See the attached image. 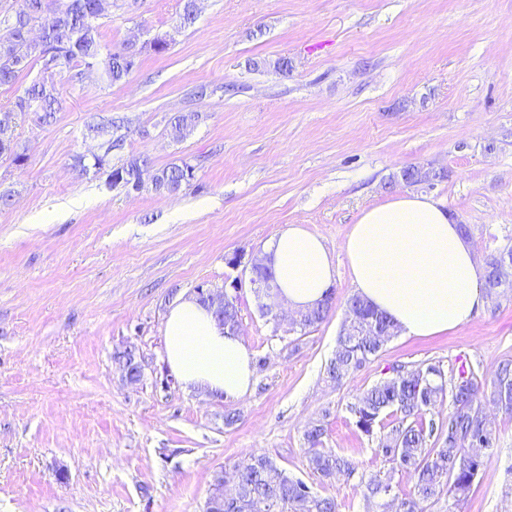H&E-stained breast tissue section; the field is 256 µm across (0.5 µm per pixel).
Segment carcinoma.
Listing matches in <instances>:
<instances>
[{
    "mask_svg": "<svg viewBox=\"0 0 512 512\" xmlns=\"http://www.w3.org/2000/svg\"><path fill=\"white\" fill-rule=\"evenodd\" d=\"M112 0H18L14 14L4 19V33L0 35V86H12L21 73L35 61L43 64L44 72L62 64L72 63L86 68L96 61L101 79L109 86L126 79L138 66L142 50L130 53L129 45L104 51L100 40L98 20L108 16ZM37 28L43 36L32 40L28 32ZM58 104L55 87L48 80L34 81L17 97L13 111L0 113V125L8 130L0 139V155L9 157L21 166L27 155L18 150L14 141V120L27 116L38 124L50 122ZM201 120L198 112H176L168 119L178 137L189 134ZM125 136L108 140L103 154L94 157L93 166L101 170L110 163L109 156L122 148ZM146 156H135L119 166L111 167L112 185L139 190L142 177L150 175L155 191L176 194L192 185L195 168L183 162L173 163L149 172ZM400 177L408 184L442 178V172L431 175L416 166L401 170ZM512 265L504 267L499 256L487 262L485 287H499L509 281ZM199 301L224 312V327L232 329L240 324L235 297L226 291L205 289ZM333 292L324 301L302 315L297 324L302 330L321 324L333 307ZM347 311L357 320L343 327L334 357L326 368L327 377L337 385L377 356L382 348L379 339L367 335L370 329L383 331L388 337L398 333L394 323L358 296L347 300ZM123 370L141 378L140 362L126 350L119 355ZM488 400L501 412L512 416V361L501 362L486 386L478 381L474 370L459 369L458 375L448 379L437 365L421 366L382 380L356 397L349 405L357 429L371 437L375 427L385 416L393 418L389 431L378 439L376 455L393 465V469L410 472L416 477L412 492L400 495L392 484L377 478L366 482L367 499H390L385 507L391 512H429L442 497L457 502L465 500L473 490L483 465L482 459H473L469 448L494 447L496 436L492 421L484 412L483 401ZM448 402V421L435 422L433 410ZM326 429L316 421L304 433V454L310 472L324 482L343 473L352 476L356 463L326 446ZM224 478L237 488L235 498L221 499L211 493L206 505L209 512H338L339 504L333 496H321L301 479L289 476L285 470L265 454L252 456L247 462L224 472Z\"/></svg>",
    "mask_w": 512,
    "mask_h": 512,
    "instance_id": "obj_1",
    "label": "carcinoma"
}]
</instances>
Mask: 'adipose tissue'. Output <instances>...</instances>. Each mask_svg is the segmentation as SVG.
Masks as SVG:
<instances>
[{
	"instance_id": "obj_1",
	"label": "adipose tissue",
	"mask_w": 512,
	"mask_h": 512,
	"mask_svg": "<svg viewBox=\"0 0 512 512\" xmlns=\"http://www.w3.org/2000/svg\"><path fill=\"white\" fill-rule=\"evenodd\" d=\"M358 295L385 312L406 336H435L468 323L485 302L484 270L444 204L405 193L364 209L343 244ZM267 263L279 298L303 314L321 301L336 278L323 240L299 224L270 242ZM165 361L187 389L227 399L244 397L254 383L243 340L226 332L197 297L175 300L163 324Z\"/></svg>"
}]
</instances>
